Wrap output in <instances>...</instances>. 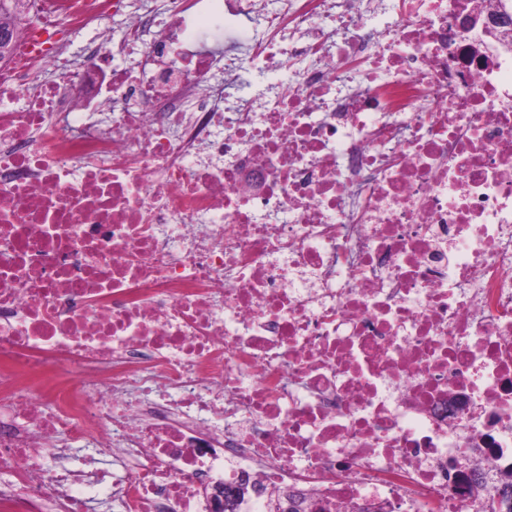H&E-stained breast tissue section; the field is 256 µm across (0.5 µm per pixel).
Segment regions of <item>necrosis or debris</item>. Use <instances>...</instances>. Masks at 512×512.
I'll list each match as a JSON object with an SVG mask.
<instances>
[{
	"label": "necrosis or debris",
	"mask_w": 512,
	"mask_h": 512,
	"mask_svg": "<svg viewBox=\"0 0 512 512\" xmlns=\"http://www.w3.org/2000/svg\"><path fill=\"white\" fill-rule=\"evenodd\" d=\"M31 3L0 62V512L243 481L237 512H481L512 468V0ZM63 434L117 472L46 470Z\"/></svg>",
	"instance_id": "1"
}]
</instances>
